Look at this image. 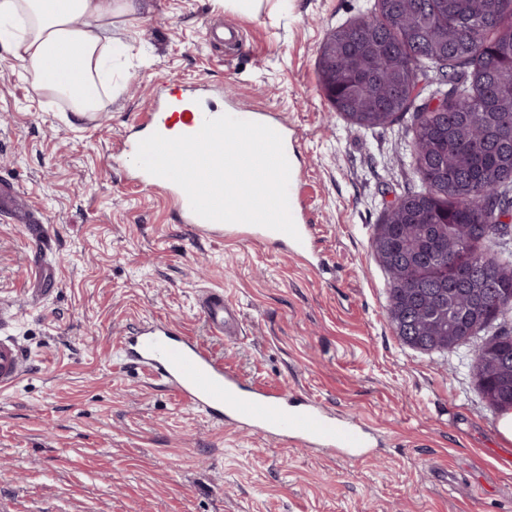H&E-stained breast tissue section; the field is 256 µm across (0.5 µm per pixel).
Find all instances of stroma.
<instances>
[{"instance_id": "35a3bbf8", "label": "stroma", "mask_w": 512, "mask_h": 512, "mask_svg": "<svg viewBox=\"0 0 512 512\" xmlns=\"http://www.w3.org/2000/svg\"><path fill=\"white\" fill-rule=\"evenodd\" d=\"M375 0H148L116 18L128 46L102 111L75 119L34 94L0 49V337L27 372L0 390V512H512V440L458 354L404 344L371 248L388 207L417 185L411 114L360 129L317 72L326 34ZM234 28L236 39L220 33ZM202 90L227 112H272L296 131L322 270L273 243L193 240L165 195L139 185L135 137L154 101ZM46 224L35 246L17 211ZM55 284L34 294L35 256ZM222 291L239 336L197 305ZM206 344L246 381L287 386L386 438L348 462L233 429L183 404L121 341L146 320Z\"/></svg>"}]
</instances>
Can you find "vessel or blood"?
Returning <instances> with one entry per match:
<instances>
[{
  "mask_svg": "<svg viewBox=\"0 0 512 512\" xmlns=\"http://www.w3.org/2000/svg\"><path fill=\"white\" fill-rule=\"evenodd\" d=\"M216 112L186 99L180 103L179 132L197 133L205 119ZM139 124L146 133H167L168 110L158 107L140 116ZM141 183L162 189L180 221L192 238L221 240L248 237L284 246L301 261L313 263L315 227L310 224L297 181H290L288 200L291 215L300 234L299 239L244 223H223L203 219L190 206L187 194L170 180L139 171ZM199 308L212 333L235 335L240 324L236 306L223 294L205 292ZM126 364L149 372L150 376L173 390L190 408L226 424L256 431L277 439L292 441L309 448H332L349 459L361 457L372 447L368 427L309 396L288 392L286 388H268L247 383L242 376L225 367L203 343L162 322L146 321L133 336L127 337L122 350ZM22 350L0 341V386H11L21 377Z\"/></svg>",
  "mask_w": 512,
  "mask_h": 512,
  "instance_id": "obj_1",
  "label": "vessel or blood"
}]
</instances>
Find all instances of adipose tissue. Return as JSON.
Instances as JSON below:
<instances>
[{
    "label": "adipose tissue",
    "mask_w": 512,
    "mask_h": 512,
    "mask_svg": "<svg viewBox=\"0 0 512 512\" xmlns=\"http://www.w3.org/2000/svg\"><path fill=\"white\" fill-rule=\"evenodd\" d=\"M142 0H117L103 12L100 0H0V47L30 77L35 94L67 98L75 118L98 109V85L119 50L113 18L135 12ZM84 18L74 26V18Z\"/></svg>",
    "instance_id": "ef3b65f1"
}]
</instances>
